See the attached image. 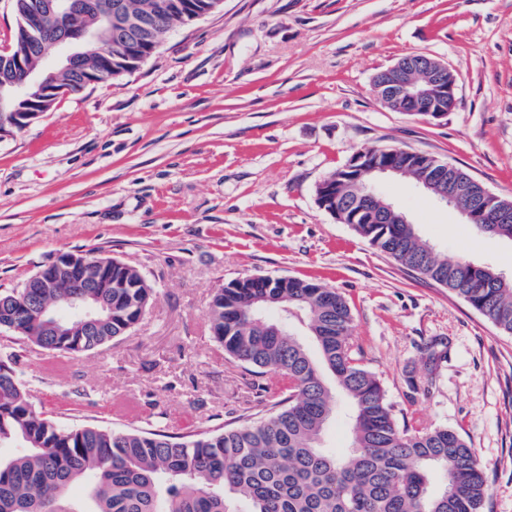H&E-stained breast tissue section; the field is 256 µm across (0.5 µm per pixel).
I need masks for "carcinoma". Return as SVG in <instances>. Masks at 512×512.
Returning a JSON list of instances; mask_svg holds the SVG:
<instances>
[{
	"instance_id": "1",
	"label": "carcinoma",
	"mask_w": 512,
	"mask_h": 512,
	"mask_svg": "<svg viewBox=\"0 0 512 512\" xmlns=\"http://www.w3.org/2000/svg\"><path fill=\"white\" fill-rule=\"evenodd\" d=\"M15 53L32 66L43 62L26 15L32 0H14ZM216 0H112L118 24L103 27L101 45L82 48L83 72L110 81L151 57L163 35L213 13ZM56 87L84 89L75 71H60ZM388 159L410 173L433 166L432 156ZM336 169L319 192L324 210L345 213L353 231L378 251L420 277L461 297L500 332L512 335V279L463 258L427 252L414 224H379L363 210L362 182ZM469 209L483 186L462 170L448 180ZM476 231L512 241V218L476 224ZM112 277V323L93 336H29L52 355H76L125 335L150 303L153 288L136 267L102 258ZM69 292L54 288L23 303L0 291V309L31 320L53 309ZM210 327L224 354L267 375L279 393L268 417L221 431L205 430L186 441L161 431L69 429L33 406L11 356L0 358V443L18 453L0 456V512H483L488 484L475 451L454 430L400 426L381 380L354 358L350 306L316 280L293 278L285 288L263 279L235 280L210 307ZM304 332L311 341L297 338ZM338 389L348 400L351 448L338 456L322 445L335 416ZM441 488L430 491L433 471ZM79 486L83 498L70 491Z\"/></svg>"
}]
</instances>
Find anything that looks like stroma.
Masks as SVG:
<instances>
[{"mask_svg":"<svg viewBox=\"0 0 512 512\" xmlns=\"http://www.w3.org/2000/svg\"><path fill=\"white\" fill-rule=\"evenodd\" d=\"M409 54L456 72L446 117L376 98L375 74ZM369 146L434 155L512 198V0H224L138 69L60 95L0 137V290L57 254L98 249L137 267L154 296L128 335L61 369L5 330L0 356L69 428L240 424L273 401L213 339L214 294L245 277L317 278L348 301L354 349L398 422L460 432L488 476L485 512H512V335L316 201ZM379 189L437 252L512 271V242L414 181Z\"/></svg>","mask_w":512,"mask_h":512,"instance_id":"35a3bbf8","label":"stroma"}]
</instances>
